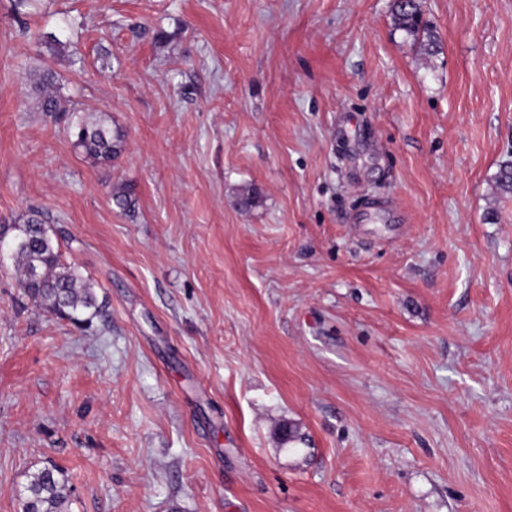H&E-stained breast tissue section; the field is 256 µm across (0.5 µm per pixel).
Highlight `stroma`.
Instances as JSON below:
<instances>
[{"instance_id":"stroma-1","label":"stroma","mask_w":512,"mask_h":512,"mask_svg":"<svg viewBox=\"0 0 512 512\" xmlns=\"http://www.w3.org/2000/svg\"><path fill=\"white\" fill-rule=\"evenodd\" d=\"M392 3L0 0V512H512V0H421L429 55ZM32 210L93 319L25 297ZM39 83L43 87L39 100L40 111L46 113L68 112L60 107L59 96L54 86V76L49 70L43 71ZM72 122L73 146L95 161L111 162L122 150L123 137L105 120L89 123L81 115ZM23 503L35 512H66L68 490L62 470L55 467L44 468L35 473L25 489ZM26 508L23 511H30Z\"/></svg>"}]
</instances>
